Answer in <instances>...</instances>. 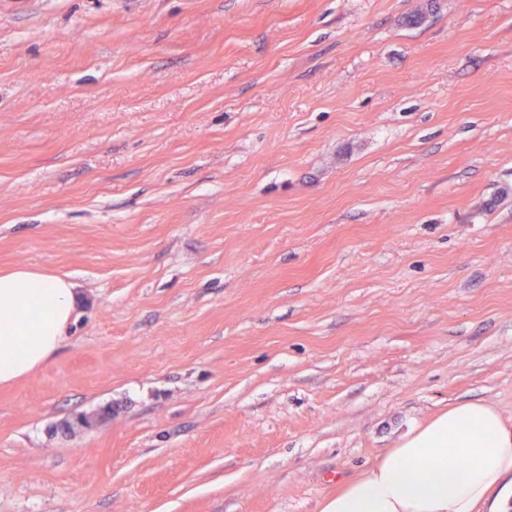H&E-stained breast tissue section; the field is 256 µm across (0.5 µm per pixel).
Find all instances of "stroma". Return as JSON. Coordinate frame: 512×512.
Wrapping results in <instances>:
<instances>
[{"label": "stroma", "instance_id": "stroma-1", "mask_svg": "<svg viewBox=\"0 0 512 512\" xmlns=\"http://www.w3.org/2000/svg\"><path fill=\"white\" fill-rule=\"evenodd\" d=\"M87 302L0 389V512H321L512 417V0H0V269Z\"/></svg>", "mask_w": 512, "mask_h": 512}]
</instances>
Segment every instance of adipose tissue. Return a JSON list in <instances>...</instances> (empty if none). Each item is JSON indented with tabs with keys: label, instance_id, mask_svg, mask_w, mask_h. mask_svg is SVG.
I'll use <instances>...</instances> for the list:
<instances>
[{
	"label": "adipose tissue",
	"instance_id": "obj_1",
	"mask_svg": "<svg viewBox=\"0 0 512 512\" xmlns=\"http://www.w3.org/2000/svg\"><path fill=\"white\" fill-rule=\"evenodd\" d=\"M83 295L70 276L0 271V388L63 348ZM322 512H512V421L483 402L450 405L411 428Z\"/></svg>",
	"mask_w": 512,
	"mask_h": 512
}]
</instances>
